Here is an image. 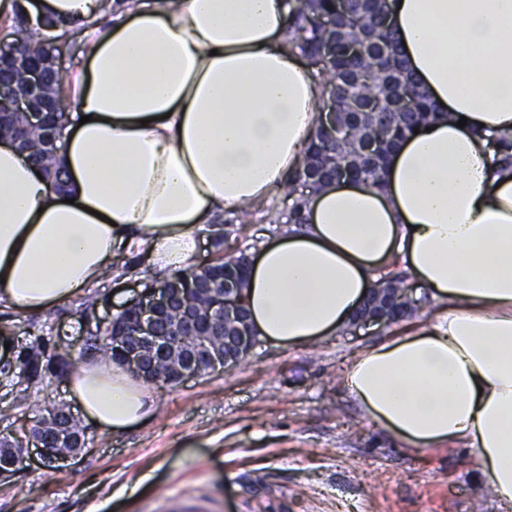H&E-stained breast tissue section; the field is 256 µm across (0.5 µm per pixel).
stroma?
Wrapping results in <instances>:
<instances>
[{"instance_id":"obj_1","label":"stroma","mask_w":512,"mask_h":512,"mask_svg":"<svg viewBox=\"0 0 512 512\" xmlns=\"http://www.w3.org/2000/svg\"><path fill=\"white\" fill-rule=\"evenodd\" d=\"M287 230L222 212L196 227V264L235 249L254 254ZM145 252L134 249L110 278L43 312L0 308V333L12 338L0 361V440L22 436L37 407L69 402V363L90 359L97 323L156 281ZM433 313L425 305L398 324L345 327L310 346L262 341L232 369L152 385L156 413L145 424L112 433L82 422L90 448L67 462L29 453L0 482V512H164V492L208 499L220 512H512L482 482L472 448L409 447L344 386L356 352ZM34 341L52 362L30 380L21 350ZM133 485L134 496H121Z\"/></svg>"}]
</instances>
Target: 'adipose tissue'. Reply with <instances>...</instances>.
I'll use <instances>...</instances> for the list:
<instances>
[{
  "label": "adipose tissue",
  "mask_w": 512,
  "mask_h": 512,
  "mask_svg": "<svg viewBox=\"0 0 512 512\" xmlns=\"http://www.w3.org/2000/svg\"><path fill=\"white\" fill-rule=\"evenodd\" d=\"M401 51L437 114L390 158L385 186L310 193L302 231L251 259L243 294L259 339L296 346L348 324L393 259L435 322L362 351L344 384L416 448L467 444L512 504V0H388ZM56 34L93 24L67 90L66 191L0 141V305L67 301L148 244L151 267L194 268L195 227L282 188L322 115L313 69L288 47V0H36ZM80 413L123 432L148 421L144 380L114 361L68 381Z\"/></svg>",
  "instance_id": "1"
}]
</instances>
